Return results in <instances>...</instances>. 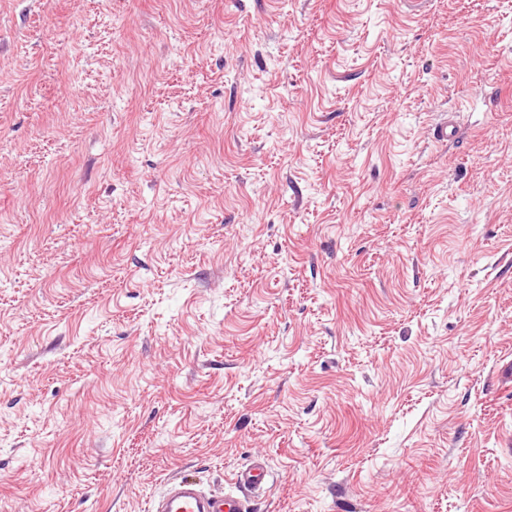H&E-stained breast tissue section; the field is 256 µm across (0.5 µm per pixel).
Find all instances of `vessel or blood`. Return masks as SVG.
Here are the masks:
<instances>
[{"label":"vessel or blood","mask_w":512,"mask_h":512,"mask_svg":"<svg viewBox=\"0 0 512 512\" xmlns=\"http://www.w3.org/2000/svg\"><path fill=\"white\" fill-rule=\"evenodd\" d=\"M269 473L255 462L233 476L230 490L216 493L204 490L198 483L175 478L168 481L163 496L153 512H250L252 494L263 491Z\"/></svg>","instance_id":"obj_1"}]
</instances>
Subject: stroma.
<instances>
[{
  "mask_svg": "<svg viewBox=\"0 0 512 512\" xmlns=\"http://www.w3.org/2000/svg\"><path fill=\"white\" fill-rule=\"evenodd\" d=\"M259 457L512 512V0H0V512Z\"/></svg>",
  "mask_w": 512,
  "mask_h": 512,
  "instance_id": "stroma-1",
  "label": "stroma"
}]
</instances>
